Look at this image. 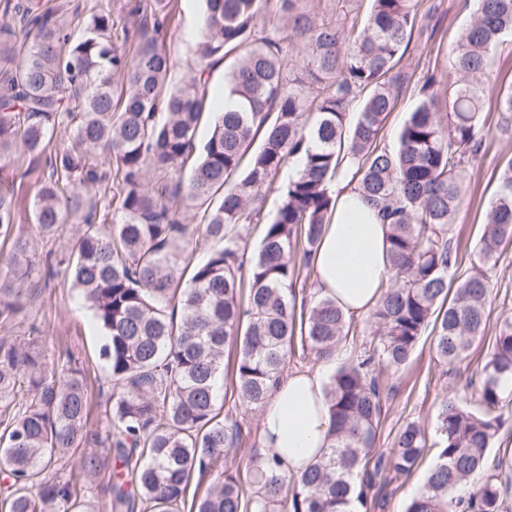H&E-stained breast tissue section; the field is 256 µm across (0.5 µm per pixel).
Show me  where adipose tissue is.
I'll return each mask as SVG.
<instances>
[{
	"instance_id": "ef3b65f1",
	"label": "adipose tissue",
	"mask_w": 512,
	"mask_h": 512,
	"mask_svg": "<svg viewBox=\"0 0 512 512\" xmlns=\"http://www.w3.org/2000/svg\"><path fill=\"white\" fill-rule=\"evenodd\" d=\"M388 226L375 206L357 191L337 194L314 256L315 290L336 301L346 316L365 315L392 276ZM330 421L320 374L296 371L274 388L260 422V450L288 463L294 475L314 463L327 443Z\"/></svg>"
}]
</instances>
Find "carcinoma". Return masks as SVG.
<instances>
[{
  "label": "carcinoma",
  "instance_id": "cac0c4a2",
  "mask_svg": "<svg viewBox=\"0 0 512 512\" xmlns=\"http://www.w3.org/2000/svg\"><path fill=\"white\" fill-rule=\"evenodd\" d=\"M270 0H205L197 63L182 84H166L169 57L156 35L168 0L138 5L154 17L133 53L112 42V10L86 17L75 35L65 13L35 0H4L0 24V161L20 148L49 170L33 220L47 233L78 215L81 225L60 263L88 304L111 383L109 418L120 469L110 512H374L384 488L415 468L428 448L416 421L392 447L376 450L384 386L381 370L407 365L426 332L436 359L467 357L486 329L490 272L512 242V161L498 174L474 270L448 225L482 149V83L491 52L512 34V0H474L452 53L463 79L442 92L432 77L401 126L396 145L382 131L408 83L401 62L418 26L421 0H368L360 19L314 21L301 0H276L283 24L257 19ZM224 63L223 98L234 108L207 117L211 60ZM447 112H438L440 103ZM68 146L48 151L60 129ZM298 172L276 183L290 161ZM191 171L187 183L146 182ZM112 179L115 213L84 207L76 183ZM371 201L389 231L393 275L371 311L372 339L325 386L330 433L322 457L300 477L259 450L241 470L231 450L242 423L223 413L224 352L233 346L232 384L247 408H263L296 350L329 359L346 346L352 318L328 298L297 297L300 268L313 257L335 206L340 179ZM276 212L260 214L265 193ZM206 207L204 236L215 246L183 266L182 213ZM114 222H109V219ZM111 223L110 229L104 224ZM262 223L255 249L239 231ZM13 196L0 193V323L24 307L27 242L17 233ZM478 409L445 399L436 415V458L405 512H504L508 463L489 464L512 394V318L503 320L481 368ZM88 382L73 358H47L33 338H0V462L4 512H95L86 483L100 461L72 457L88 439ZM483 482L466 490L468 479ZM216 478L186 495L193 477Z\"/></svg>",
  "mask_w": 512,
  "mask_h": 512
}]
</instances>
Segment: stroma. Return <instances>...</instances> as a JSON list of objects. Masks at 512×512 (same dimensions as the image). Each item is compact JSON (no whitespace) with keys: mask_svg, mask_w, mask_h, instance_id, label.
<instances>
[{"mask_svg":"<svg viewBox=\"0 0 512 512\" xmlns=\"http://www.w3.org/2000/svg\"><path fill=\"white\" fill-rule=\"evenodd\" d=\"M471 7L467 0H423L419 26L402 61L412 82L404 89L394 112L384 128V141L393 144L395 136L417 102L416 84L426 74H433L441 87L459 81V73L451 65V51L469 20ZM203 19V0H174L173 10L159 37L158 46L170 58V84L186 80L196 54V39ZM481 121L483 150L468 174V189L450 227L454 245L460 249L464 268L478 262L476 244L487 223L489 203L497 186V173L512 160V128L508 127L493 98H486ZM48 174L44 163L18 151L0 165V190L14 193L20 234L30 253L65 250L77 228L76 223L62 225L48 236L32 222V206L43 180ZM39 290L26 300L22 313L12 323L1 325L0 336L27 335L28 322L39 327L37 337L50 360H65L67 354L79 357L87 371L91 413L89 431L107 436L111 431L108 417V373L99 357L101 330L92 312L80 299L65 273H38ZM493 293L487 305V327L477 339L468 359L449 369L440 364L434 353L433 335L421 336L409 364L397 373L383 372L382 379L390 389L383 403L382 425L378 448L390 447L398 429L409 420L419 422L426 432H433L437 409L442 399L455 397L458 403L475 405L481 382L480 364L490 352L494 336L504 318L512 317V244L502 248L492 273ZM224 407L243 420L242 440L236 450L240 465H247L249 453L258 448L261 414L242 406L232 393L231 381H224ZM435 459L427 450L416 469L394 480L387 488L381 512H404L408 499L424 482Z\"/></svg>","mask_w":512,"mask_h":512,"instance_id":"obj_1","label":"stroma"}]
</instances>
